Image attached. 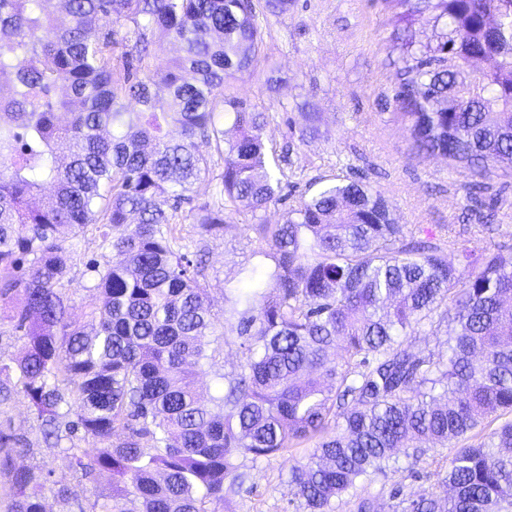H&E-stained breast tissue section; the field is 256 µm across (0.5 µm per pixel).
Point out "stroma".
<instances>
[{
  "instance_id": "obj_1",
  "label": "stroma",
  "mask_w": 512,
  "mask_h": 512,
  "mask_svg": "<svg viewBox=\"0 0 512 512\" xmlns=\"http://www.w3.org/2000/svg\"><path fill=\"white\" fill-rule=\"evenodd\" d=\"M389 0H294L288 13L270 18L264 27L267 64L235 82L240 96L267 108L269 148L279 154L288 185L287 201L262 211V223L280 221L287 206L298 203L308 183L337 177L371 185L385 198L392 219L408 235L445 229L449 238L468 237L481 245L512 252V177L495 173L475 179L468 169L441 157L414 155L411 141L393 101L397 56L390 49L397 28ZM280 77L276 94H268V74ZM320 113V133L300 141L302 109ZM226 229L209 243L208 295L216 314L224 312V292L236 287L241 270L257 246L250 216L224 212ZM76 263L70 274V313L86 322L92 303L89 261L100 259V237L89 229L73 241ZM15 430L29 433L25 465L67 472L65 459L32 435L33 415L26 401L9 413ZM447 451H430L419 460L401 459L398 471L365 483L361 494L390 512L393 485L429 491L443 497L435 470L446 467ZM290 455L271 458L253 472L254 490L235 512H295L288 486Z\"/></svg>"
}]
</instances>
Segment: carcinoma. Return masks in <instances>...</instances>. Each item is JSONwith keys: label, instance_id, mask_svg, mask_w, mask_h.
I'll use <instances>...</instances> for the list:
<instances>
[{"label": "carcinoma", "instance_id": "carcinoma-1", "mask_svg": "<svg viewBox=\"0 0 512 512\" xmlns=\"http://www.w3.org/2000/svg\"><path fill=\"white\" fill-rule=\"evenodd\" d=\"M390 2L433 27L419 45L391 38L412 148L481 179L512 170V0ZM290 6L0 0V73L12 74L0 87V300L18 298L8 323L24 339L0 356V416L23 398L71 468L112 473V493L77 512L229 509L252 493L257 463L300 447L288 472L299 512H378L358 487L424 442L450 450L434 473L448 497L396 485L392 512H512V419L490 429L512 416V257L431 230L408 240L366 184L315 180L282 223L252 225L256 261L224 306L242 362L215 374L208 401L196 392L219 352L216 316L205 254L164 206L190 202L210 174L200 141L224 168L220 197L194 214L199 239L223 235L228 205L255 219L281 200L270 115L234 82L265 59L259 17ZM168 41L183 54L164 61ZM303 119L301 141L320 132L319 113ZM91 225L120 260L89 264L97 302L81 325L63 236ZM422 328L445 337L437 350L409 348ZM28 448L0 419L4 512L70 504L54 470L17 464Z\"/></svg>", "mask_w": 512, "mask_h": 512}]
</instances>
